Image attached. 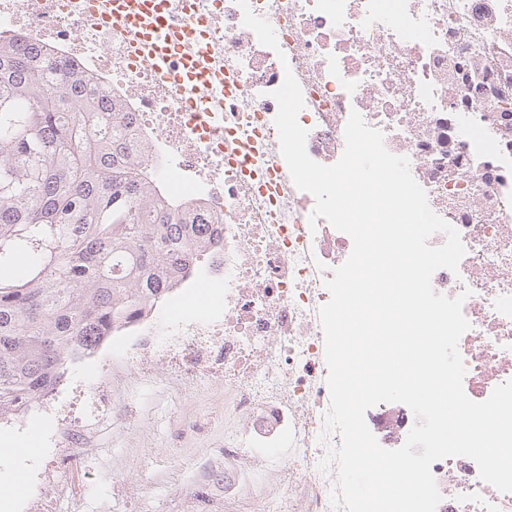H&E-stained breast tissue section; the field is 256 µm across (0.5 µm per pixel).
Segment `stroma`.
<instances>
[{"label": "stroma", "instance_id": "obj_1", "mask_svg": "<svg viewBox=\"0 0 512 512\" xmlns=\"http://www.w3.org/2000/svg\"><path fill=\"white\" fill-rule=\"evenodd\" d=\"M224 385L198 394L146 384L98 414L93 453L74 452L59 477L70 488L57 512H184L195 477L223 445ZM53 414L34 409L0 420V433L31 444V464L54 457Z\"/></svg>", "mask_w": 512, "mask_h": 512}]
</instances>
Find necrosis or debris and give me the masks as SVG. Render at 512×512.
<instances>
[{
	"label": "necrosis or debris",
	"mask_w": 512,
	"mask_h": 512,
	"mask_svg": "<svg viewBox=\"0 0 512 512\" xmlns=\"http://www.w3.org/2000/svg\"><path fill=\"white\" fill-rule=\"evenodd\" d=\"M279 48L259 43L236 0H154L160 28L113 14L112 0H0V37L77 61L109 101L133 113L132 141L156 186L193 202L214 244L191 274L112 333V369L78 395L91 408L151 379L207 391L224 381V459L272 512H344L326 464L338 432L329 410L319 310L352 251L293 183L280 152L272 93L299 82L309 156L336 163L350 112L407 157L431 209L460 234L458 272L433 289L464 296L459 341L469 398L512 380V0H248ZM217 285L220 303L193 314L183 290ZM378 443L400 447L415 423L404 404L369 408ZM326 441H319V434ZM436 512H512V494L467 457L432 464ZM206 461L185 512H246Z\"/></svg>",
	"instance_id": "1"
}]
</instances>
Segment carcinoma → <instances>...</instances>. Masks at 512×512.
Wrapping results in <instances>:
<instances>
[{"instance_id":"1","label":"carcinoma","mask_w":512,"mask_h":512,"mask_svg":"<svg viewBox=\"0 0 512 512\" xmlns=\"http://www.w3.org/2000/svg\"><path fill=\"white\" fill-rule=\"evenodd\" d=\"M128 112L50 50L0 39V417L27 413L112 327L191 270L184 223L135 169Z\"/></svg>"}]
</instances>
